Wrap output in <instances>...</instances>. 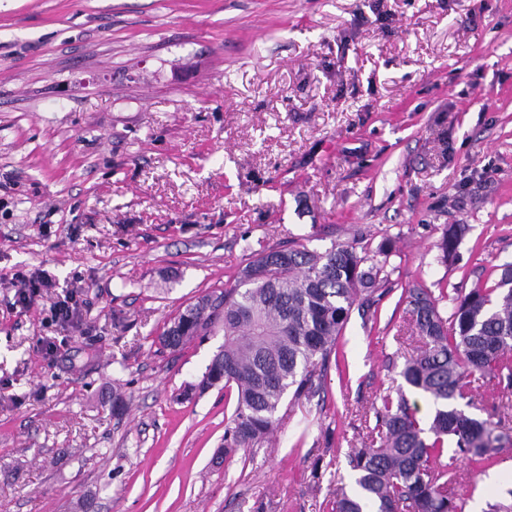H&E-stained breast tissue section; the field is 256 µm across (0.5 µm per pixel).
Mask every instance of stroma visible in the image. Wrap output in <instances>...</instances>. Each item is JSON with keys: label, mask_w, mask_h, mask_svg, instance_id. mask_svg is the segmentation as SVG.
Here are the masks:
<instances>
[{"label": "stroma", "mask_w": 512, "mask_h": 512, "mask_svg": "<svg viewBox=\"0 0 512 512\" xmlns=\"http://www.w3.org/2000/svg\"><path fill=\"white\" fill-rule=\"evenodd\" d=\"M449 224L470 231L441 264ZM386 240L376 319L225 453L234 390L187 392L224 332L161 353L165 321L255 251ZM510 263L512 0H0V512H327L422 345L405 287ZM466 411L512 428L492 382ZM457 472L486 512L512 446ZM20 283L22 287L18 292L19 300L22 303H30L38 295L41 288H49L51 286V279L47 275L39 273L23 277Z\"/></svg>", "instance_id": "1"}]
</instances>
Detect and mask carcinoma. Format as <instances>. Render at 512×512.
I'll return each mask as SVG.
<instances>
[{
	"label": "carcinoma",
	"mask_w": 512,
	"mask_h": 512,
	"mask_svg": "<svg viewBox=\"0 0 512 512\" xmlns=\"http://www.w3.org/2000/svg\"><path fill=\"white\" fill-rule=\"evenodd\" d=\"M469 231L445 228L437 244L448 262ZM384 265L366 248L337 243L320 252L271 247L254 254L237 282L207 293L166 323L158 336L177 350L216 326L224 344L193 389H237L236 406L224 430V451L258 448L274 430L283 399L313 396L353 309L371 313L378 289L388 281ZM447 289L421 284L406 289L409 324L424 346L406 359L407 388L380 395L375 424L363 447L350 455L353 488L341 487L330 512H457L452 484L458 458L479 468L512 435L461 409L470 404L472 377L494 381L512 393V265L492 285L477 284L453 298L449 317L440 312ZM430 404L419 415L406 390ZM453 454H448V446Z\"/></svg>",
	"instance_id": "obj_1"
}]
</instances>
